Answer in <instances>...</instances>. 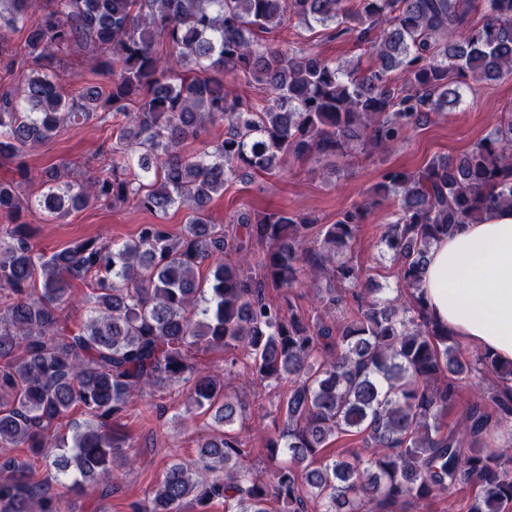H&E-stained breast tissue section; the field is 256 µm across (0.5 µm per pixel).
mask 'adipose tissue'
Segmentation results:
<instances>
[{"label": "adipose tissue", "mask_w": 512, "mask_h": 512, "mask_svg": "<svg viewBox=\"0 0 512 512\" xmlns=\"http://www.w3.org/2000/svg\"><path fill=\"white\" fill-rule=\"evenodd\" d=\"M420 292L429 317L456 339L512 361V210L434 243Z\"/></svg>", "instance_id": "1"}]
</instances>
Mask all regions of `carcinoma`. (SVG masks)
Wrapping results in <instances>:
<instances>
[{"label": "carcinoma", "instance_id": "obj_1", "mask_svg": "<svg viewBox=\"0 0 512 512\" xmlns=\"http://www.w3.org/2000/svg\"><path fill=\"white\" fill-rule=\"evenodd\" d=\"M479 13L481 18L473 20ZM355 35L373 64L340 62L258 33L291 24ZM25 33L24 53L9 34ZM164 41L167 52L156 51ZM101 60L106 89L67 99L61 54ZM30 65L24 87L0 88V512H65L51 483L103 489L128 464L112 421L152 391L190 385L185 412H210L213 433L198 459L174 462L135 512H391L397 504L468 492L463 512H512V394L490 388L447 423L467 380H512V362L464 354L427 315L419 287L430 248L500 207L512 209V114L469 151L434 154L413 171L383 170L370 194L332 224L295 212L243 211L230 235L204 207L237 179L277 174L288 159L343 157L395 148L431 116L459 107L464 92L512 73V0H0V60ZM261 86L257 101L233 90ZM112 121L117 146L107 172L76 179L35 171L23 149L67 126ZM224 139L201 152L208 126ZM38 180L46 190L26 196ZM167 212L184 208L178 235L141 225L121 245L80 239L51 254L22 221L32 209L61 219L92 202ZM397 204L380 244L399 294L337 256L357 240L374 206ZM208 274H200L202 266ZM326 280L324 312L298 314L268 288ZM77 283L89 313H64ZM244 349L259 383H290L281 427L266 442L271 478L242 463L234 425L246 405L224 380L200 373L194 350ZM89 421L54 431L74 406ZM341 447L327 453L328 444ZM370 451L361 458L359 448ZM26 448L48 475L10 454Z\"/></svg>", "mask_w": 512, "mask_h": 512}]
</instances>
